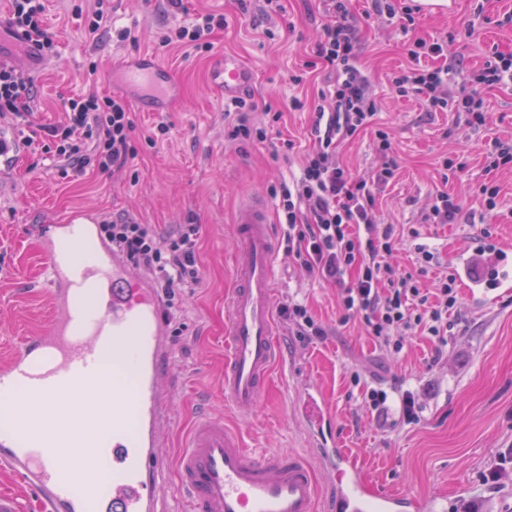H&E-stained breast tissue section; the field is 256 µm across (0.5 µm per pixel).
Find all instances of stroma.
I'll list each match as a JSON object with an SVG mask.
<instances>
[{
	"instance_id": "35a3bbf8",
	"label": "stroma",
	"mask_w": 512,
	"mask_h": 512,
	"mask_svg": "<svg viewBox=\"0 0 512 512\" xmlns=\"http://www.w3.org/2000/svg\"><path fill=\"white\" fill-rule=\"evenodd\" d=\"M44 4L45 24L55 35L52 56L21 54L13 61L20 74L34 81L40 104L30 117L33 126L57 122L62 103L89 88L112 94L108 73L113 59L141 53L160 57L181 97L171 111L150 112L140 106L137 94H128L137 156L129 169L102 173L90 168L77 179L61 178L50 155L31 152L16 142L14 130L0 127V137L16 143L9 160H0V350L40 332L53 319L48 301L34 291L42 262L36 225L83 210L103 222L126 216L164 235L193 222L201 227L198 256L204 280L179 290L178 318L170 327L173 350L163 370L173 398L170 445L161 451L165 501L179 494V444L203 415L224 418L250 447L310 457L309 442L292 412L295 388L303 383L322 393L333 409L338 441L378 485L415 496H447L448 512H460L469 502L477 512H512V484L490 497L480 484L496 453L512 448V295L477 309L466 289L458 288L459 321L443 350L448 367L434 373L426 368L436 351L428 336L414 335L398 354L385 350L359 319L344 318L336 285L314 279L285 248H278L277 303L306 306L327 334L320 339L297 336L287 320L278 319L283 357L259 406L245 419L224 400V297L233 282L235 216L247 200L275 206L273 188L299 175L312 149L306 130L320 84L303 64L327 21L321 0H282L283 12L269 15L263 12L264 0H253L247 16L238 12L235 0H184L185 11L176 15L166 0H109L93 33L85 27L91 0ZM206 12L228 20L210 51L162 46L173 22L187 24ZM508 13L512 0H458L451 12L421 13L416 23L423 35L449 37V53L476 70L493 51L512 52V24L502 22ZM351 22L378 111L371 127L338 144L336 155L364 177L381 169L386 159L395 162L393 177L376 194V220L403 225L416 237L387 255V263L414 269L419 243L434 252L440 266L454 269L459 252L485 230L512 244V167L488 169L482 152L490 139L512 142V83L483 90L488 119L482 128L469 127L453 112L426 115L423 101L400 97L391 85L409 63L407 35L386 16L373 13L369 0H354ZM121 30L129 31V40L118 41ZM227 53L255 73L250 90L257 103L255 121H263L269 110L280 113L273 136L293 140V153L278 156L268 143L225 141V102L213 95L209 72ZM297 74L303 77L298 84L293 81ZM296 98L304 109H294ZM160 123L168 126L167 136L147 144ZM379 129L389 135L390 157L376 148ZM447 160L463 164V171L442 178ZM486 183L499 189L496 207H487L480 194ZM441 189L461 205L464 220L425 222L432 196ZM355 372L360 382H353ZM372 388L413 391L424 407L420 421L408 424L399 421L396 411H372L364 399Z\"/></svg>"
}]
</instances>
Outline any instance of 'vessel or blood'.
Instances as JSON below:
<instances>
[{
    "label": "vessel or blood",
    "instance_id": "vessel-or-blood-1",
    "mask_svg": "<svg viewBox=\"0 0 512 512\" xmlns=\"http://www.w3.org/2000/svg\"><path fill=\"white\" fill-rule=\"evenodd\" d=\"M119 87H148L162 107L180 95L170 71L153 54L116 67ZM252 71L225 56L211 75L213 90L238 97ZM97 218L87 212L60 224L39 225L43 291L54 310L46 329L0 355V409L10 414L0 429V466L37 494L41 512H159L157 448L168 438L172 397L160 374L170 356L164 306L152 280L135 273L102 241L92 259L78 246L94 238ZM276 238L265 205L244 203L234 226V286L226 297L224 400L240 415L258 406L280 360L274 321ZM512 247L488 249L474 241L460 253L461 280L473 304L512 292L503 269ZM122 362L135 385L111 382L106 359ZM84 394L79 413L61 402ZM118 402L139 420L112 424L109 442L88 441L101 409ZM316 456L315 464L275 450L247 447L223 418L195 421L176 459L185 512H317L320 485L329 512H447L438 496H408L379 489L355 458L340 448L334 414L314 388L298 386L293 406Z\"/></svg>",
    "mask_w": 512,
    "mask_h": 512
}]
</instances>
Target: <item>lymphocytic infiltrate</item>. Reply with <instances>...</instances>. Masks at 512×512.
<instances>
[{"mask_svg": "<svg viewBox=\"0 0 512 512\" xmlns=\"http://www.w3.org/2000/svg\"><path fill=\"white\" fill-rule=\"evenodd\" d=\"M324 2L328 21L308 62L320 69L324 84L309 131L313 148L300 176L273 191L278 221L286 226L285 248L308 273L338 286L345 316L359 317L381 346L401 352L408 332L423 330L437 347H445L448 310L456 303L454 277L441 275L428 290L412 273L399 272L384 260L399 239L392 225L376 224L374 191L392 177V167L358 178L336 159L337 141L370 125L377 105L358 62L356 29L349 22L352 0ZM375 8L413 35L411 65L393 79L399 95L421 99L431 112L463 115L472 127L485 125L482 91L512 82V54L493 53L480 70L451 84L449 75L460 71L462 62L449 56L447 40L414 35L418 6L407 0H375ZM43 13L42 0H11L6 28L29 48L48 55L55 42ZM226 25V17L201 14L192 25L172 26L162 43L209 50L214 33ZM36 107L33 83L12 66L0 64V120L26 123ZM255 109L250 97L231 101L224 113L228 142L267 141L269 124L252 119ZM133 126L125 97H103L92 90L65 103L63 121L39 126L24 141L30 146L50 143L58 162L78 173L90 166L118 171L137 153ZM101 230L133 267L153 274L167 300H175L177 289L202 283L199 225L184 224L177 233L163 236L153 225L118 216Z\"/></svg>", "mask_w": 512, "mask_h": 512, "instance_id": "lymphocytic-infiltrate-1", "label": "lymphocytic infiltrate"}]
</instances>
